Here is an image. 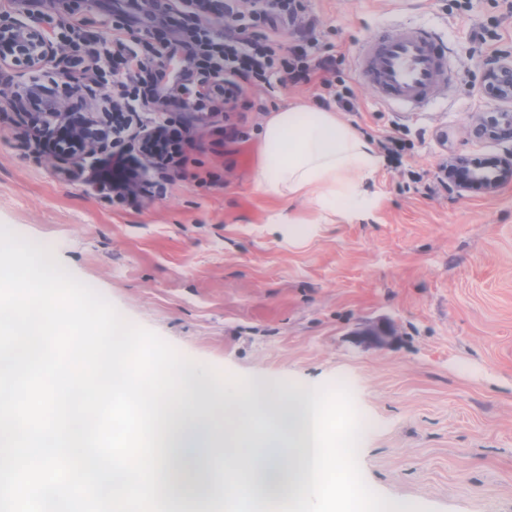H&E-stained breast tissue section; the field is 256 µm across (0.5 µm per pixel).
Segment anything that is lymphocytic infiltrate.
<instances>
[{"instance_id":"f902f5d3","label":"lymphocytic infiltrate","mask_w":512,"mask_h":512,"mask_svg":"<svg viewBox=\"0 0 512 512\" xmlns=\"http://www.w3.org/2000/svg\"><path fill=\"white\" fill-rule=\"evenodd\" d=\"M142 7L150 19L165 20V28L135 33L129 16L118 12L109 37L91 49L81 19L53 10L41 16L74 66L91 64L96 83L110 89L113 111H130L148 91L170 93L162 60L176 44L201 76L200 83L180 86L201 115L256 110L248 86L270 84L277 74L294 85L319 80L320 107L357 109L355 94L341 83V58L319 47L306 0H143ZM284 25L306 34L305 47L283 48L279 30Z\"/></svg>"}]
</instances>
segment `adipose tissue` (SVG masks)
<instances>
[{
  "mask_svg": "<svg viewBox=\"0 0 512 512\" xmlns=\"http://www.w3.org/2000/svg\"><path fill=\"white\" fill-rule=\"evenodd\" d=\"M258 138L256 188L286 203L270 223L296 233L307 224L372 218L379 197L371 185L384 159L336 112L297 102L269 113ZM295 202L309 204V213L293 212Z\"/></svg>",
  "mask_w": 512,
  "mask_h": 512,
  "instance_id": "ef3b65f1",
  "label": "adipose tissue"
}]
</instances>
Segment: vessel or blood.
<instances>
[{"mask_svg": "<svg viewBox=\"0 0 512 512\" xmlns=\"http://www.w3.org/2000/svg\"><path fill=\"white\" fill-rule=\"evenodd\" d=\"M356 73L380 101L410 112L432 103L455 79L447 44L422 26L380 31L365 39L358 48Z\"/></svg>", "mask_w": 512, "mask_h": 512, "instance_id": "obj_1", "label": "vessel or blood"}]
</instances>
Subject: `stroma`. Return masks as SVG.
<instances>
[{"instance_id":"stroma-1","label":"stroma","mask_w":512,"mask_h":512,"mask_svg":"<svg viewBox=\"0 0 512 512\" xmlns=\"http://www.w3.org/2000/svg\"><path fill=\"white\" fill-rule=\"evenodd\" d=\"M310 10L358 100L342 120L408 145L401 167L375 180L373 222L296 236L270 223L281 203L255 188L267 113L314 104L316 82L272 78L248 91L264 111L203 120L178 95L146 98L118 146L141 166L133 195L119 202L109 184L70 177L6 105L39 83L60 109L102 111L103 91L61 50L44 71L0 72V225L187 358L273 390L345 385L363 477L398 506L512 512V182L426 191L444 161L506 148L471 129L502 107L483 81L487 61L512 53V15L496 0H310ZM402 24L436 28L458 74L422 112L380 104L354 69L364 39ZM162 115L185 137L184 167L140 162L133 134Z\"/></svg>"}]
</instances>
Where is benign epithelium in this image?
I'll use <instances>...</instances> for the list:
<instances>
[{"label": "benign epithelium", "instance_id": "1", "mask_svg": "<svg viewBox=\"0 0 512 512\" xmlns=\"http://www.w3.org/2000/svg\"><path fill=\"white\" fill-rule=\"evenodd\" d=\"M56 59L54 43L35 24L22 21H0V69L17 65L38 72ZM493 86L488 94L499 100L512 101V60L503 61L493 68ZM28 101L19 99L15 109L28 119L35 139L43 150L53 153L64 164L73 177L84 172V160L103 156V161H112L113 139L109 122L111 113L100 118L94 112H29ZM479 139H498L512 142V112H486L481 122L473 129ZM457 166L467 174L460 185L477 187L485 192H494L512 180V147L496 158L482 156L462 157Z\"/></svg>", "mask_w": 512, "mask_h": 512}]
</instances>
